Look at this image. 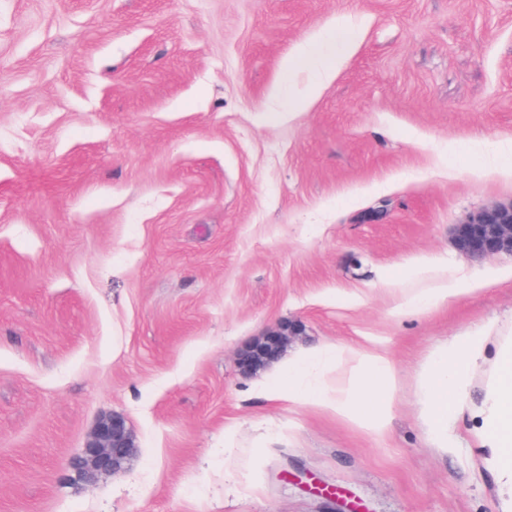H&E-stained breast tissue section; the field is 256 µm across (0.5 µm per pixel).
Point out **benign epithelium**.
Returning <instances> with one entry per match:
<instances>
[{
	"label": "benign epithelium",
	"instance_id": "obj_1",
	"mask_svg": "<svg viewBox=\"0 0 512 512\" xmlns=\"http://www.w3.org/2000/svg\"><path fill=\"white\" fill-rule=\"evenodd\" d=\"M453 238L455 248L473 259L499 253L512 255V204L484 209L454 225ZM301 333L302 325L290 323L266 334L237 353L238 369L251 372L274 362L291 338ZM136 452L135 439L125 417L105 415L90 431L73 467L90 482L99 474L123 471Z\"/></svg>",
	"mask_w": 512,
	"mask_h": 512
}]
</instances>
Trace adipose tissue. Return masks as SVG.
Segmentation results:
<instances>
[{
  "mask_svg": "<svg viewBox=\"0 0 512 512\" xmlns=\"http://www.w3.org/2000/svg\"><path fill=\"white\" fill-rule=\"evenodd\" d=\"M359 32L344 19L331 24L325 36L301 45L285 62L288 71L321 66L323 74L335 73L336 63L357 43ZM488 272L476 282L444 280L404 297L398 309L417 312L443 306L472 293L477 286L495 282ZM496 356L490 366L483 399L475 409L476 436L489 450L488 463L512 489V336H489L477 331L455 338L433 352L417 380L420 418L438 448H447L448 422L468 406L471 366L483 359L488 346ZM267 399L289 409L311 407L377 435L385 434L396 407L397 378L389 358L375 348L345 350L321 346L308 350L287 364L263 386Z\"/></svg>",
  "mask_w": 512,
  "mask_h": 512,
  "instance_id": "obj_1",
  "label": "adipose tissue"
}]
</instances>
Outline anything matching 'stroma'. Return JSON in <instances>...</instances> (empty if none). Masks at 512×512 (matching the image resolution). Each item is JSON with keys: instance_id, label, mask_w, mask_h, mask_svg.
Returning a JSON list of instances; mask_svg holds the SVG:
<instances>
[{"instance_id": "obj_1", "label": "stroma", "mask_w": 512, "mask_h": 512, "mask_svg": "<svg viewBox=\"0 0 512 512\" xmlns=\"http://www.w3.org/2000/svg\"><path fill=\"white\" fill-rule=\"evenodd\" d=\"M339 17L355 49L289 111ZM511 202L512 0H0V512H512L474 420L443 451L416 404L438 346L512 335V255L451 236ZM285 322L390 356L386 434L252 398L236 354ZM112 412L138 454L85 483ZM496 279L497 276L494 272H487L479 280L471 282L447 279L437 288H423L404 297L398 305V310L401 312H417L431 306H443L459 299L461 296L474 292L476 287L490 285Z\"/></svg>"}]
</instances>
